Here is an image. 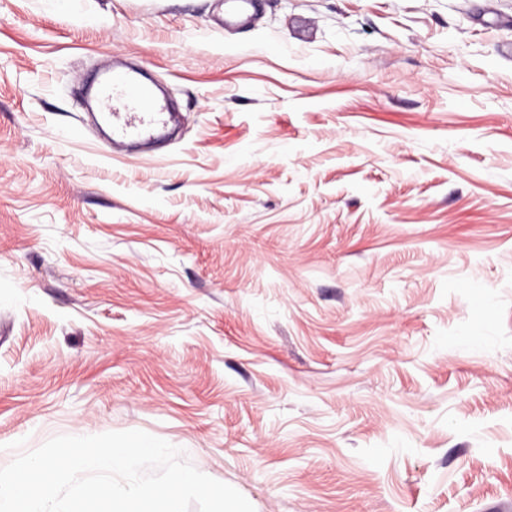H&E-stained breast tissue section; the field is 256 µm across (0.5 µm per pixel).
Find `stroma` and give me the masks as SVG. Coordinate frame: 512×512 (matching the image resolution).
Wrapping results in <instances>:
<instances>
[{
	"instance_id": "35a3bbf8",
	"label": "stroma",
	"mask_w": 512,
	"mask_h": 512,
	"mask_svg": "<svg viewBox=\"0 0 512 512\" xmlns=\"http://www.w3.org/2000/svg\"><path fill=\"white\" fill-rule=\"evenodd\" d=\"M0 0V467L141 430L255 512H512V0ZM181 124L113 154L75 90ZM95 83L97 99L103 101L100 114L111 128L112 143L149 140L167 126L171 117L164 112L166 107L129 72L113 68Z\"/></svg>"
}]
</instances>
